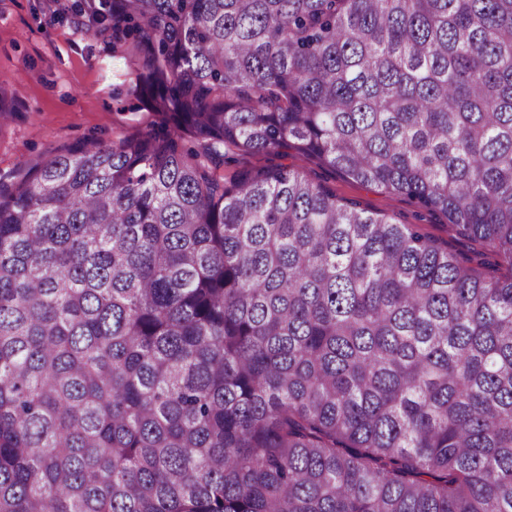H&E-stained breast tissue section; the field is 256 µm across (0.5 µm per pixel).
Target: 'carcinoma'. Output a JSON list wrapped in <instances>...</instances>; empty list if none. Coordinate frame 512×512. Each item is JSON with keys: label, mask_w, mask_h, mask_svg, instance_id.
I'll return each instance as SVG.
<instances>
[{"label": "carcinoma", "mask_w": 512, "mask_h": 512, "mask_svg": "<svg viewBox=\"0 0 512 512\" xmlns=\"http://www.w3.org/2000/svg\"><path fill=\"white\" fill-rule=\"evenodd\" d=\"M85 8L157 120L0 183V512H512V0ZM293 165L311 172L323 183L331 187L338 197L351 199L359 203L362 209L385 215L397 224H418L423 232L439 239L448 240V221L422 208L415 200L388 193L374 185H361L350 182L337 172L318 166L311 159L293 154L288 159L276 155H239L226 152L224 155V177L229 179L234 172L252 167Z\"/></svg>", "instance_id": "carcinoma-1"}]
</instances>
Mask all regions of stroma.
Listing matches in <instances>:
<instances>
[{
  "mask_svg": "<svg viewBox=\"0 0 512 512\" xmlns=\"http://www.w3.org/2000/svg\"><path fill=\"white\" fill-rule=\"evenodd\" d=\"M132 40L99 33L85 15L50 14L45 0H0V177L27 171L84 141L147 130L153 115L135 92L139 56ZM337 196L440 239L446 219L415 200L350 182L311 159L292 155Z\"/></svg>",
  "mask_w": 512,
  "mask_h": 512,
  "instance_id": "1",
  "label": "stroma"
}]
</instances>
